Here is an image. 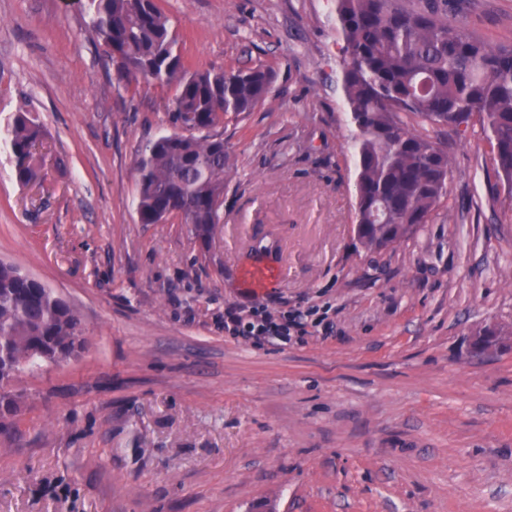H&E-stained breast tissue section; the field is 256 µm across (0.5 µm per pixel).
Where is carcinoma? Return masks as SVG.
Returning a JSON list of instances; mask_svg holds the SVG:
<instances>
[{
    "label": "carcinoma",
    "mask_w": 512,
    "mask_h": 512,
    "mask_svg": "<svg viewBox=\"0 0 512 512\" xmlns=\"http://www.w3.org/2000/svg\"><path fill=\"white\" fill-rule=\"evenodd\" d=\"M342 40V87L355 169L356 236L370 250L406 240L432 218L453 175L449 146L475 127L512 187V46H490L463 17L474 0H335ZM92 26L116 59L127 86L138 78L175 85L174 124L188 134L148 142L139 161L138 220L164 216L193 226L205 246L224 223V177L230 167L220 125L254 111L276 72L256 66L191 72L169 16L157 0H91ZM416 115L448 135L433 139L413 129ZM14 176L40 178L46 156L42 130L17 114L8 131ZM82 320L45 284L0 262V432L20 412L10 385L21 371L56 355L87 349Z\"/></svg>",
    "instance_id": "1"
}]
</instances>
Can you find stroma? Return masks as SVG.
<instances>
[{
	"instance_id": "35a3bbf8",
	"label": "stroma",
	"mask_w": 512,
	"mask_h": 512,
	"mask_svg": "<svg viewBox=\"0 0 512 512\" xmlns=\"http://www.w3.org/2000/svg\"><path fill=\"white\" fill-rule=\"evenodd\" d=\"M190 70L273 67L218 126L224 227L142 224L143 145L175 89L127 88L88 0H0V261L59 292L90 346L21 372L0 512H512V188L482 130L449 204L393 248L356 239L334 0H158ZM469 18L512 43V0ZM43 185L13 175L14 116ZM304 312L289 342L224 311ZM499 330L475 352V335ZM8 142L16 180L24 184L38 180L46 165L45 154L39 152L40 126L25 113H18L8 131Z\"/></svg>"
}]
</instances>
